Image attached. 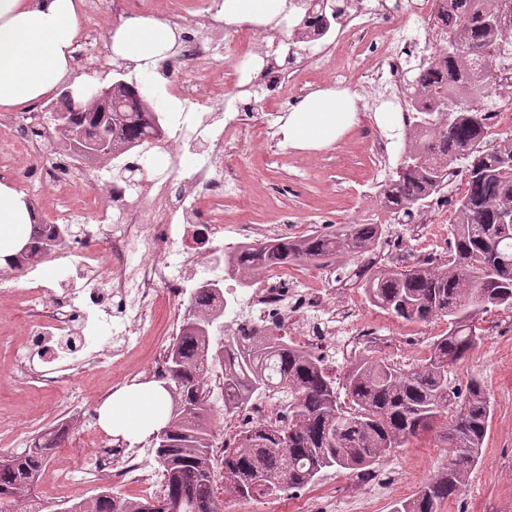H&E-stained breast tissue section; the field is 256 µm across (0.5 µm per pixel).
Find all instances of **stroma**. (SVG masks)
<instances>
[{"instance_id":"obj_1","label":"stroma","mask_w":512,"mask_h":512,"mask_svg":"<svg viewBox=\"0 0 512 512\" xmlns=\"http://www.w3.org/2000/svg\"><path fill=\"white\" fill-rule=\"evenodd\" d=\"M179 11L192 19L201 11V0H126L120 13H113L112 0H98L90 17L100 32L118 23L120 18L137 14L166 18ZM290 27L258 34L244 26L224 30V52L239 66L258 58L256 39L264 37L279 45L283 65L280 84L254 96L252 83L239 79L228 84L222 60H213L209 79L193 105L197 121L217 118L219 107L241 112L245 122L237 132L239 150L232 158L243 193L240 198L215 204L227 224H284L289 232L308 233L340 224L381 222L390 225V238L396 239L408 255H415L419 244L405 228H393V218L381 209L375 194L374 179L380 168L395 169L402 141L394 139L391 129L379 128L375 114L381 107L399 110L397 96L348 82L350 91L360 98L357 124L332 147L302 151L288 147L280 127L289 108L311 90L332 87L337 72H353L355 63L347 55L327 49L325 41L300 44L294 59H287ZM170 60L154 68L146 78L133 67L105 59L96 70L74 66L71 79L82 85L103 86L119 77L148 88L149 98L164 117L166 137H174L176 112L166 102L172 99V79H194V68L174 71ZM0 181L24 192L42 213L58 210H85L88 200L79 194L40 183L34 162L17 152L8 136L0 131ZM28 286L25 274L15 275L12 294L0 298V455L17 450V436L35 437L60 429L70 415L61 401L76 393L81 397L79 414L83 427L66 433L50 462L43 468L32 490L37 502L61 512L69 500L97 494L101 486L130 499L143 498L138 485L116 476L107 483L85 478L88 457L94 449L120 445L99 423L98 409L106 398L124 386L155 382L152 362L165 352L172 336L169 327L175 312H187L188 302L162 300L146 314L145 335L139 347L119 366L100 365L79 372L72 367H50L36 363L39 382L18 379L13 352L24 340L26 320L20 311ZM331 304L352 303L381 339L383 357L401 365L423 359L430 342L446 329L444 321L420 326L396 319L373 306L363 289L342 285L329 289ZM484 334L480 347L449 373L451 381L466 382L481 377L490 392L493 414L478 464L469 474L457 499L446 503L442 512H512V309L493 308L481 313L477 322ZM447 450L438 432H430L386 454L374 466L389 480L387 490L377 492L360 488L355 476L345 470H323L313 485L302 490L271 495L256 500L225 498L223 512H310L311 506L325 495L335 498L333 512H390L392 505L411 497L444 465ZM80 477L81 485H63L61 474Z\"/></svg>"}]
</instances>
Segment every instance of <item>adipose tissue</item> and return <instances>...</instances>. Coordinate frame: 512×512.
Returning a JSON list of instances; mask_svg holds the SVG:
<instances>
[{
    "label": "adipose tissue",
    "instance_id": "obj_1",
    "mask_svg": "<svg viewBox=\"0 0 512 512\" xmlns=\"http://www.w3.org/2000/svg\"><path fill=\"white\" fill-rule=\"evenodd\" d=\"M83 0H0V110L28 108L71 74ZM224 22L257 28L280 25L297 12L292 0H223ZM181 32L151 15L121 19L109 31L114 59L151 74L176 47ZM357 97L346 89L313 91L293 106L282 127L297 150L337 144L357 122ZM35 209L23 193L0 183V267L26 241ZM170 396L161 384H132L99 408L101 426L114 436L146 437L164 427Z\"/></svg>",
    "mask_w": 512,
    "mask_h": 512
}]
</instances>
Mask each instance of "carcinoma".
<instances>
[{"label": "carcinoma", "mask_w": 512, "mask_h": 512, "mask_svg": "<svg viewBox=\"0 0 512 512\" xmlns=\"http://www.w3.org/2000/svg\"><path fill=\"white\" fill-rule=\"evenodd\" d=\"M444 2L435 22L445 29V45L413 77L412 100L418 105L405 113L401 163L382 184L379 198L390 213L411 220L456 173H464L467 190L455 203L448 259L380 265L372 255L385 238L383 226L342 224L332 232L299 239L260 240L240 255L224 258V272L252 279L273 263L310 262L339 270L348 258L361 259L358 283L374 306L413 324L443 319L448 330L431 342L429 354L416 365L404 367L373 356L351 364L343 375L351 402L346 408L321 357L260 327L238 329L239 335L217 353L211 330L224 319V293L199 289L159 374L171 385V409L165 436L151 437L163 477L156 501L178 502L179 512H221L209 383V372L217 364L224 369L226 416L242 411L255 395H288V425L253 423L233 446L224 448V492L236 498L247 501L304 489L326 468L369 471L387 449L419 438L442 420L440 437L449 448L448 462L391 512H440L477 465L493 404L482 379L453 385L448 367L468 358L482 342L468 315L490 306L512 307V223H502L505 214H512V138L493 147L484 144L488 113L479 107L481 98L494 93L485 52L505 35L501 25L484 18L490 0ZM296 4L303 14L291 42L327 35L319 20L311 18L320 14V0ZM91 104L90 98L78 102L71 123L54 132L61 135L58 146L72 155L88 128L101 125L108 151L84 152L92 166L106 167L147 139L164 136L160 118L149 111L134 82L112 85L116 110L94 112ZM450 104L460 112L448 126L442 114ZM64 241L62 236L43 239L16 253L8 269L22 272L38 262L39 252ZM59 438L47 433L0 458V501L8 502L13 512L25 500L26 512H42L27 497ZM147 503L117 493L110 502L95 495L72 503L66 512H143Z\"/></svg>", "instance_id": "cac0c4a2"}]
</instances>
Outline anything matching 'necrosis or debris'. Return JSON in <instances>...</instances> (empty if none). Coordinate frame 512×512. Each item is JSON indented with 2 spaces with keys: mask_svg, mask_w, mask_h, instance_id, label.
I'll return each instance as SVG.
<instances>
[{
  "mask_svg": "<svg viewBox=\"0 0 512 512\" xmlns=\"http://www.w3.org/2000/svg\"><path fill=\"white\" fill-rule=\"evenodd\" d=\"M391 0H356L349 17L347 51L362 58L357 79L369 85L384 83L395 87L406 81L411 48L419 39L413 28L401 23L393 28L386 43L374 46V19L379 15L397 16ZM206 36L187 39L176 66H197L198 81H205L207 71L200 68L203 60L212 59L224 50V18L218 9L203 12ZM41 115L31 114L9 120L8 126L17 144L34 147L39 161L40 179L44 184L70 187L85 192L86 186L76 180L72 171L52 161V147L45 141H34L31 130L40 126ZM237 121L206 127L190 119H181L176 141H158L167 156V167L152 171L145 184L129 192L122 182L106 178L101 184V204L93 222L76 224L69 211L46 218V234L67 233L79 229L83 255L77 265L80 273L99 272L101 256H108L111 275L104 287L90 288L74 284L61 292L49 294L39 274H32L24 291V302L34 326L24 345L15 351L18 367H27L32 352H39L43 362L69 360L73 365L120 363L141 340L144 312L160 297L178 299L191 290L195 276V260L206 256L210 277L224 274V259L237 255L241 248L255 241L279 238L283 230L276 224H213L202 203L206 200L235 198L239 180L227 157L237 150L236 140L228 133ZM199 149L196 165L186 177L179 193H171L169 173L179 168L178 144ZM259 293L253 303L257 308L256 324L267 325L273 332L290 337L293 344L310 349L324 341L350 342L371 335L372 330L357 318L353 310L336 313L328 307L321 289L297 275L295 266L279 264L264 268L258 280ZM117 300L119 319L112 322L111 332L122 343H96L83 329L94 307ZM148 448H105L91 455L89 463L98 479L111 477L116 462H123L132 481L143 489L155 483L153 472L145 462Z\"/></svg>",
  "mask_w": 512,
  "mask_h": 512,
  "instance_id": "4bbe7bcc",
  "label": "necrosis or debris"
}]
</instances>
